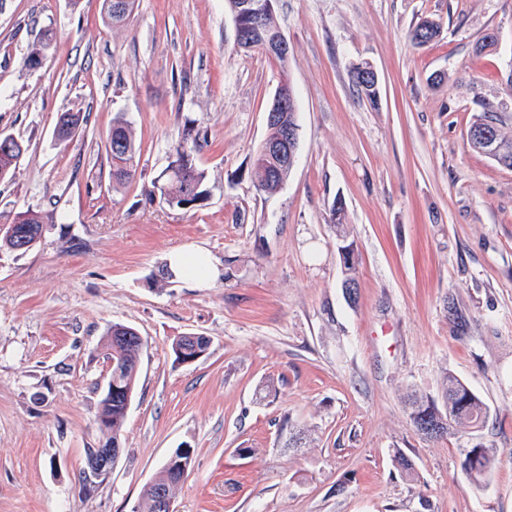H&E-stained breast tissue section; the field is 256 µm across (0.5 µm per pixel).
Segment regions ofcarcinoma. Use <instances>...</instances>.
<instances>
[{"instance_id":"obj_1","label":"carcinoma","mask_w":512,"mask_h":512,"mask_svg":"<svg viewBox=\"0 0 512 512\" xmlns=\"http://www.w3.org/2000/svg\"><path fill=\"white\" fill-rule=\"evenodd\" d=\"M439 35V25L429 19L419 22L409 33L411 42L416 46L430 43ZM352 86L372 108L379 107V88L364 84L356 70L353 71ZM487 120L495 126L500 141L508 147V150L499 156L497 163L512 169V138L504 135L497 127L493 114L489 113L481 117L472 124L471 129H476ZM58 122L67 126L68 134L72 137L86 124L87 118L83 112L68 111L60 114ZM294 125H296V107L290 104L287 109L279 113L276 123L267 127L265 142L279 143L288 127ZM206 141V132L191 127L185 130L182 140L175 146L169 164L156 180L161 195L170 203L182 208H193L204 201L205 190L202 189V185L206 175L196 166L194 155ZM107 152L112 163V181L115 183L129 181L136 172L139 148L130 124L121 116L112 120L107 137ZM19 157V148L0 143V180L8 177ZM289 172L290 169L287 167L281 166L274 169L264 165L261 149L256 153L251 166V176L255 179L259 190L270 194L281 187ZM12 223L32 234L30 242L34 244L38 242L33 234L39 233L43 228V218L39 213L30 210L21 211L15 215ZM115 335L117 331L113 326L107 331V336L110 337L108 348L112 349V360L115 361L112 370L133 367L140 358L143 345L130 340L117 347L111 340ZM440 387L441 400L439 401L428 394H419L415 391L407 395V418L414 430L423 438L437 440L455 436L464 430L482 427L490 418V406L467 384L446 370L440 376ZM98 417L108 421L112 432L111 439H117L126 417L122 402L102 398ZM431 423L440 426L443 432L433 437L423 432L422 426ZM460 453L463 456L464 471L474 484L484 483L499 462L497 450L485 444L480 446L479 457L475 461L470 458V449L462 448ZM183 481L181 472L161 468L156 477L144 487L134 512H158L159 493L164 491L173 496Z\"/></svg>"}]
</instances>
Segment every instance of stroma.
I'll use <instances>...</instances> for the list:
<instances>
[{
    "label": "stroma",
    "mask_w": 512,
    "mask_h": 512,
    "mask_svg": "<svg viewBox=\"0 0 512 512\" xmlns=\"http://www.w3.org/2000/svg\"><path fill=\"white\" fill-rule=\"evenodd\" d=\"M276 12L284 69L237 48L227 0H136L120 28L102 0H0V132L27 145L0 181V215L44 217L39 244L0 250V512H133L183 447L193 463L173 512H512V169L467 136L488 107L512 134V0H277ZM425 18L441 35L413 46ZM44 27L56 41L32 68ZM364 62L375 109L352 89ZM285 73L297 156L267 194L250 167ZM68 110L88 121L62 143ZM118 115L140 148L120 187L106 149ZM191 121L208 133L206 197L181 208L154 181ZM338 201L357 251L351 300ZM189 244L215 281L169 273L167 254ZM115 324L144 349L122 452L86 495ZM192 333L208 353L175 363ZM445 370L494 422L427 440L404 396L438 395ZM299 430L306 443L288 447ZM481 442L499 450L483 489L459 453ZM360 66V65H359ZM359 66L356 67L353 71L352 75V86L356 90L357 94L361 98H365L369 105L372 108H378L380 104V92H379V78L376 70L373 68V66H368L366 69H364V72L362 73V79L367 82H374L375 85H378L377 87H374V85H365L361 80L358 73Z\"/></svg>",
    "instance_id": "35a3bbf8"
}]
</instances>
